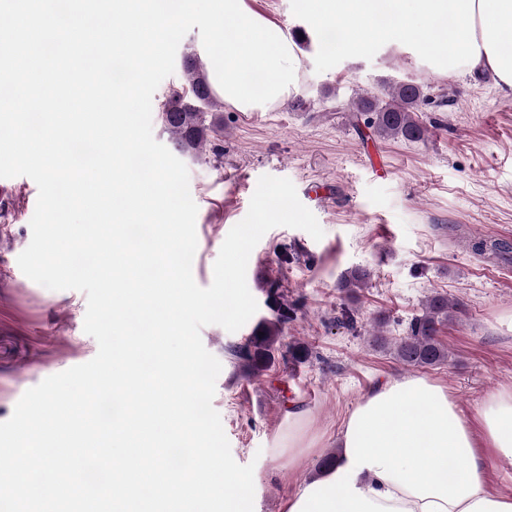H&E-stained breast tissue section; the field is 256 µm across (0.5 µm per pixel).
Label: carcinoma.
Listing matches in <instances>:
<instances>
[{
    "label": "carcinoma",
    "mask_w": 512,
    "mask_h": 512,
    "mask_svg": "<svg viewBox=\"0 0 512 512\" xmlns=\"http://www.w3.org/2000/svg\"><path fill=\"white\" fill-rule=\"evenodd\" d=\"M187 85L170 92L159 107L162 126L170 134L175 149L197 156L202 149L224 136V113L212 91L198 54L190 53L182 60ZM426 101L423 86L415 82H397L382 87L379 93L365 92L357 109L371 114L369 125L382 138L419 141L425 128L418 116L419 107ZM473 251L487 259H499L512 253L507 239L477 238ZM451 305L448 296L435 293L424 304L421 315L409 324L406 336L393 344L385 338L377 341L390 346L393 356L411 368H429L448 362L449 350L437 339L439 327L449 319ZM280 335V322L263 320L253 329L246 342L233 349V355L247 362L255 373L274 361Z\"/></svg>",
    "instance_id": "cac0c4a2"
}]
</instances>
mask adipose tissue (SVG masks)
<instances>
[{"label": "adipose tissue", "mask_w": 512, "mask_h": 512, "mask_svg": "<svg viewBox=\"0 0 512 512\" xmlns=\"http://www.w3.org/2000/svg\"><path fill=\"white\" fill-rule=\"evenodd\" d=\"M200 45L210 85L226 105L263 112L295 91L297 48L284 29L246 0H210ZM318 25L342 23L345 48L364 32L415 41L450 72L491 71L512 95V0H302ZM337 462L288 497L284 512H512V495L487 486L489 460L512 468V388L490 393L477 423L447 387L419 377L378 385L352 410Z\"/></svg>", "instance_id": "obj_1"}]
</instances>
